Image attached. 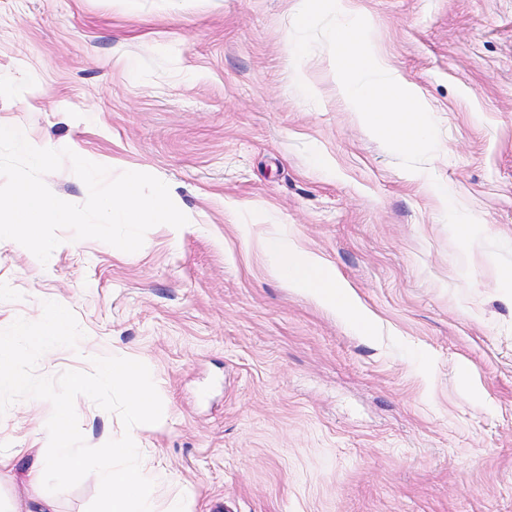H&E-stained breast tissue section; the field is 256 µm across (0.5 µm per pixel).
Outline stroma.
I'll use <instances>...</instances> for the list:
<instances>
[{
	"label": "stroma",
	"instance_id": "obj_1",
	"mask_svg": "<svg viewBox=\"0 0 512 512\" xmlns=\"http://www.w3.org/2000/svg\"><path fill=\"white\" fill-rule=\"evenodd\" d=\"M301 5L0 0V126L154 175L189 219L127 255L68 230L45 264L0 242V329L56 301L83 337L38 374L91 371L86 348L149 367L157 507L512 512V0H349L438 126L417 172L345 100L325 44L295 60ZM277 232L369 323L275 278L260 243ZM75 409L88 445L122 435L88 397ZM51 413L0 416V498L24 505Z\"/></svg>",
	"mask_w": 512,
	"mask_h": 512
}]
</instances>
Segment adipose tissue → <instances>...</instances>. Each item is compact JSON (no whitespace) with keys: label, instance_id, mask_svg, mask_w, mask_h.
Listing matches in <instances>:
<instances>
[{"label":"adipose tissue","instance_id":"1","mask_svg":"<svg viewBox=\"0 0 512 512\" xmlns=\"http://www.w3.org/2000/svg\"><path fill=\"white\" fill-rule=\"evenodd\" d=\"M263 250L270 260L273 275L288 285L310 289L316 296L331 300L344 314L364 318L365 313L357 304L352 288L319 256L300 250L282 235L267 237ZM71 418L70 406L60 404L51 423L56 448L48 454L39 448L33 451L34 461L25 473V484L29 491L27 512H58L56 500L44 493L43 485L57 460L63 459L73 465L80 461L79 450L66 444Z\"/></svg>","mask_w":512,"mask_h":512}]
</instances>
